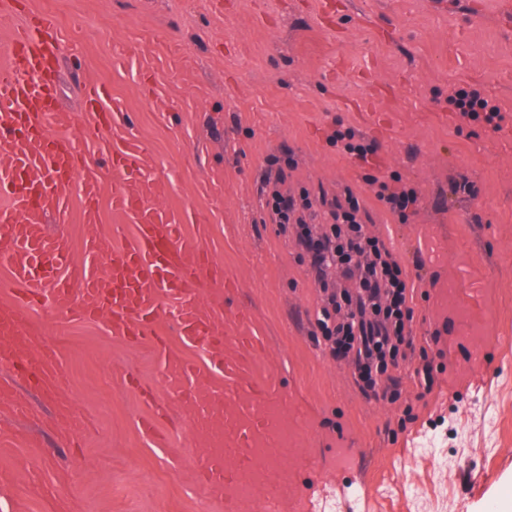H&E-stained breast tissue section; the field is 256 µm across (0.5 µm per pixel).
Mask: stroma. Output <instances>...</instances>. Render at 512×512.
I'll return each instance as SVG.
<instances>
[{
  "mask_svg": "<svg viewBox=\"0 0 512 512\" xmlns=\"http://www.w3.org/2000/svg\"><path fill=\"white\" fill-rule=\"evenodd\" d=\"M19 0L20 20L52 16L68 42L58 69L60 104L84 111L85 79L104 83L126 114L111 140L146 149L142 173L162 188L160 205L198 239L220 278L204 293L224 310L250 311L276 351L273 368L312 425L306 473L321 483L338 433L366 456L362 481L338 512H412L413 496L447 490L435 512H505L512 500V122L500 130L458 128L445 100L477 84L512 113V29L493 0ZM379 149L361 164L329 136L342 125ZM292 148L295 180L334 193L360 191L373 222L414 279V352L398 370L397 402L364 397L349 366L332 360L311 330L317 291L295 250L265 212L260 184L268 155ZM399 175L423 197L407 223L375 199L367 179ZM473 183L457 199L449 184ZM437 234L467 248L486 270L489 325L498 342L486 384L455 395L439 354L447 331L430 302L442 262L416 266L415 237ZM27 329L51 342L60 387L83 420L62 434L58 409L41 390L0 367L29 406L26 418L0 408V512H224L195 482L186 450L189 408L167 392L168 355L204 367L207 353L170 319L151 343L114 340L111 325L59 314L32 301ZM431 364L432 389L417 368Z\"/></svg>",
  "mask_w": 512,
  "mask_h": 512,
  "instance_id": "stroma-1",
  "label": "stroma"
}]
</instances>
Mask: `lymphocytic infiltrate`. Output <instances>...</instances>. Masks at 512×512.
I'll return each instance as SVG.
<instances>
[{"label":"lymphocytic infiltrate","mask_w":512,"mask_h":512,"mask_svg":"<svg viewBox=\"0 0 512 512\" xmlns=\"http://www.w3.org/2000/svg\"><path fill=\"white\" fill-rule=\"evenodd\" d=\"M448 109L462 127L481 123L497 130L505 120L501 108L472 86L454 89ZM296 167L293 161L280 167L269 157L261 193L318 290L314 333L333 360L351 363L362 394L380 390L396 401L399 383L390 372L413 349L412 285L386 240L366 224L359 194L348 186L333 196L288 189L287 172ZM375 197L403 220L422 201L419 190L398 177L378 181Z\"/></svg>","instance_id":"lymphocytic-infiltrate-1"}]
</instances>
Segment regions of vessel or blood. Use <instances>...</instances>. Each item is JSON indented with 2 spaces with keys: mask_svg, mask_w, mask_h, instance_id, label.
Returning <instances> with one entry per match:
<instances>
[{
  "mask_svg": "<svg viewBox=\"0 0 512 512\" xmlns=\"http://www.w3.org/2000/svg\"><path fill=\"white\" fill-rule=\"evenodd\" d=\"M65 48L62 32L48 16L39 25L24 23L0 36V264L9 268L19 294L11 309L0 308V365L43 390H57L55 349L24 331L27 304L34 298L59 313L111 317L113 337L131 343L155 335L157 318L168 313L181 336L224 368L220 412L214 403L197 399L192 384L200 369L172 357L163 369L171 394L194 410L193 430L224 438L223 445L192 451L194 470L223 498L224 512H318L299 479L306 463L301 447L307 421L284 412L287 393L266 377V340L254 335L249 311L225 314L224 330L216 332L200 300L205 258L197 241L182 233L143 186L141 143L129 139L104 150L114 181L112 211L137 223L129 243L109 250L90 235L78 269L69 239L48 233V219L68 221L72 185L80 187L87 224L97 223L105 189L98 160L83 153L71 134L73 113L54 102L53 65ZM84 91L91 111L123 109L104 84L85 82ZM483 277L471 254L454 252L448 278L433 300L438 316L452 327L443 357L454 393L479 385L490 361L488 349L496 343L487 309L471 307L462 296L463 288H478ZM462 342L476 349L467 365L455 356ZM359 458L347 441L337 442L329 470L337 490L357 478Z\"/></svg>",
  "mask_w": 512,
  "mask_h": 512,
  "instance_id": "obj_1",
  "label": "vessel or blood"
}]
</instances>
